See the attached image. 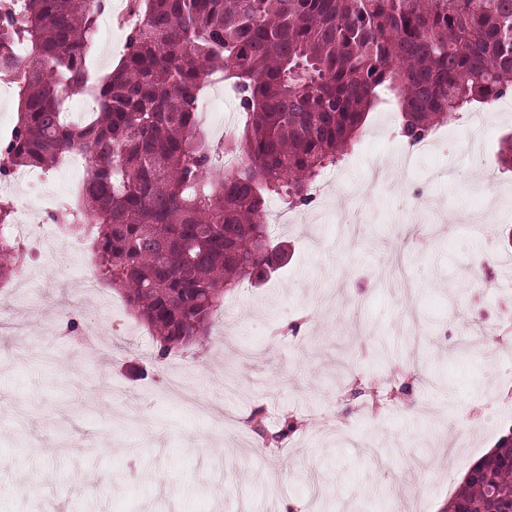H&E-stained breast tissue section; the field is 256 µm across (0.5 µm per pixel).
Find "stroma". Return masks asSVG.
Segmentation results:
<instances>
[{
    "mask_svg": "<svg viewBox=\"0 0 512 512\" xmlns=\"http://www.w3.org/2000/svg\"><path fill=\"white\" fill-rule=\"evenodd\" d=\"M127 35L107 29L93 74L112 71ZM482 109L479 153L463 149L466 116L448 118L405 197L386 188L406 148L389 130L399 114L371 110L326 201L271 230L287 265L238 289L206 346L160 363L119 293L83 295L88 258H25L34 277L0 284V305L20 312L0 328V512H322L325 499L332 512H445L512 433L495 383L512 348L455 351L512 325V253L485 248L512 227V172L497 160L512 97ZM476 182L490 218L458 222ZM348 376L386 388L388 405L353 397ZM257 408L268 431L302 427L266 446L244 424Z\"/></svg>",
    "mask_w": 512,
    "mask_h": 512,
    "instance_id": "35a3bbf8",
    "label": "stroma"
}]
</instances>
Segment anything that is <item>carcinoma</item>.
<instances>
[{"instance_id":"obj_1","label":"carcinoma","mask_w":512,"mask_h":512,"mask_svg":"<svg viewBox=\"0 0 512 512\" xmlns=\"http://www.w3.org/2000/svg\"><path fill=\"white\" fill-rule=\"evenodd\" d=\"M126 51L107 75L87 66L105 0H20L0 12V67L14 72L17 122L0 176L88 156L71 231H97L95 269L158 336V359L204 335L225 295L279 261L266 201L299 208L390 92L401 137L512 95V0H134ZM24 43L29 53L14 56ZM236 93L240 121L215 148L198 126L203 82ZM94 99L65 119L63 91ZM224 155L240 166L224 170ZM0 207V281L20 242ZM281 444L290 421L267 434ZM512 512V438L474 463L448 512Z\"/></svg>"}]
</instances>
